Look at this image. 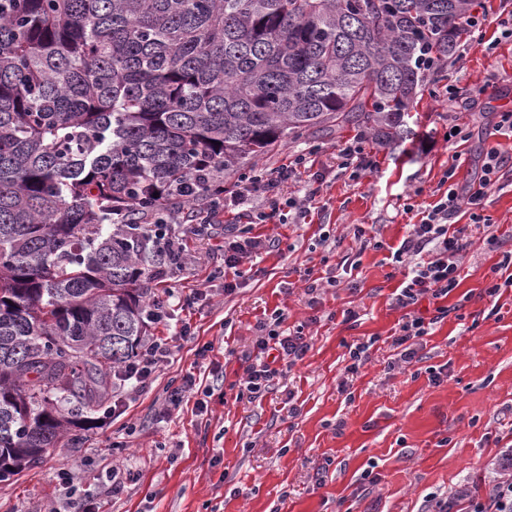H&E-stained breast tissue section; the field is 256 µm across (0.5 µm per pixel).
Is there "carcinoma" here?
<instances>
[{
  "instance_id": "1",
  "label": "carcinoma",
  "mask_w": 512,
  "mask_h": 512,
  "mask_svg": "<svg viewBox=\"0 0 512 512\" xmlns=\"http://www.w3.org/2000/svg\"><path fill=\"white\" fill-rule=\"evenodd\" d=\"M471 5L0 0V479L90 429L138 354L171 251L136 224L312 130L405 141Z\"/></svg>"
}]
</instances>
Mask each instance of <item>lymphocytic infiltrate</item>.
<instances>
[{"label": "lymphocytic infiltrate", "instance_id": "lymphocytic-infiltrate-1", "mask_svg": "<svg viewBox=\"0 0 512 512\" xmlns=\"http://www.w3.org/2000/svg\"><path fill=\"white\" fill-rule=\"evenodd\" d=\"M306 164V155L293 154L287 164L241 177L236 188L225 192L223 197L208 196L205 188L195 182L190 183L187 195L194 200H205L206 210L210 213L221 206L237 207L253 198H260L261 208L248 215L254 224L270 223L287 208L294 210L297 218L303 219L309 211L306 201L284 196L281 186ZM507 167L512 168V156L493 146L485 154L479 182L470 186L466 194H459L450 177H443L435 189L437 202L420 223L410 226L393 252L392 261L396 267L408 269L394 298L395 305L406 311L393 336L401 362L410 366L418 363L421 341L432 329L431 322L424 317L408 314V307L425 298L435 302L437 319L447 317L449 309L443 301L458 285L459 256L470 244L469 229L484 223L488 193ZM464 208L469 210L471 222L456 225L455 219ZM273 245L271 238L259 235L245 237L236 234L233 225H225L224 266L214 273L215 278L223 280L225 293H232L235 289L234 283L227 279L229 271L237 270L244 257L269 251ZM283 320V313H276L274 327L258 336L253 346L255 355L244 369L245 389L251 397H260L270 388L281 374V365L291 366L303 360L311 348L310 342L300 334L279 332L277 326ZM172 355V338H159L146 344L136 360L125 368L123 384L128 400H135L152 384L156 372L170 362ZM498 466L507 472V479L494 481L487 498L471 497L467 512H512V452L503 453Z\"/></svg>", "mask_w": 512, "mask_h": 512}]
</instances>
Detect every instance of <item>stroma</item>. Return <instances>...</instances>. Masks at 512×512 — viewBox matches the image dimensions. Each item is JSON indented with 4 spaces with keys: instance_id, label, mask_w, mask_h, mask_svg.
Listing matches in <instances>:
<instances>
[{
    "instance_id": "obj_1",
    "label": "stroma",
    "mask_w": 512,
    "mask_h": 512,
    "mask_svg": "<svg viewBox=\"0 0 512 512\" xmlns=\"http://www.w3.org/2000/svg\"><path fill=\"white\" fill-rule=\"evenodd\" d=\"M472 9L488 21L465 36L431 91L418 97L408 118L415 138L382 147L346 128L259 159V167L270 169L307 151L311 171L291 177L283 193L317 190L318 205L303 223L288 213L283 223L254 227L277 245L244 260L235 292L224 294L209 274L224 251L225 225L245 224V217L216 214L210 235L188 225L186 266L151 282L148 298L210 291V299L175 310L176 319L190 324V338L177 341L171 362L135 402L101 414L79 440L63 438L40 463L0 481V512H47L52 504L74 512L56 479L63 467L73 468L80 490L98 495L101 512H426L431 493L457 496L464 512L460 493L485 490L499 478L497 461L512 446V288L503 291L496 317L484 289L491 268L512 252V172L486 201L498 240L491 245L473 235L447 299L450 312L424 337L416 367L398 365L392 345L405 312L392 305L403 273L391 265V248L435 203L448 167L464 187L479 178L489 146L512 154V137L495 130L499 113L512 111V84L470 95L489 72L512 75V40L497 27L512 0H474ZM452 90L457 100H449ZM455 124L466 127L468 140L450 138ZM356 139L376 166L354 180L336 154L338 145ZM357 227L381 249L361 250ZM323 233L337 239L335 251L320 245ZM346 256L357 267L341 274L338 286L306 292L299 270L310 267L320 276ZM348 308L358 312L357 321H345ZM277 310L286 313L287 326L303 327L312 347L252 399L242 393L245 357L259 323ZM363 342L367 362L347 373L350 345ZM208 344L212 352L198 359L197 349ZM430 367L446 368L447 380L431 384ZM189 370L204 383L220 381L207 414L197 415L188 398L158 418L165 387ZM112 465L136 476L117 497L100 484Z\"/></svg>"
}]
</instances>
